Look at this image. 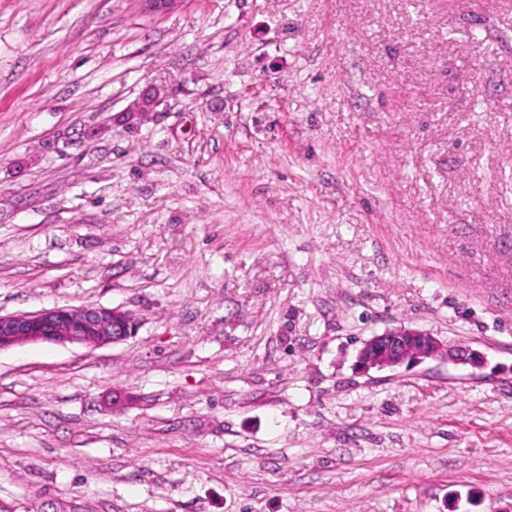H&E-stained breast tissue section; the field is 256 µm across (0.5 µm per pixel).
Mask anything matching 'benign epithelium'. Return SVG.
I'll return each instance as SVG.
<instances>
[{
  "instance_id": "obj_1",
  "label": "benign epithelium",
  "mask_w": 512,
  "mask_h": 512,
  "mask_svg": "<svg viewBox=\"0 0 512 512\" xmlns=\"http://www.w3.org/2000/svg\"><path fill=\"white\" fill-rule=\"evenodd\" d=\"M145 12L163 14L182 0H140ZM135 330L132 316L116 308H53L35 313L0 314V351L34 342L84 344L102 346L118 343ZM424 359L482 365V357L474 350L448 349L438 339L422 330L399 327L374 336L362 343L357 354V367L394 369Z\"/></svg>"
}]
</instances>
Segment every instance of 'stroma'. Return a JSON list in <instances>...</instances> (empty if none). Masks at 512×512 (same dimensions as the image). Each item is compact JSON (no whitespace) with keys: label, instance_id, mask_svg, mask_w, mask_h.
<instances>
[{"label":"stroma","instance_id":"obj_1","mask_svg":"<svg viewBox=\"0 0 512 512\" xmlns=\"http://www.w3.org/2000/svg\"><path fill=\"white\" fill-rule=\"evenodd\" d=\"M81 306L5 512H512V0H0V314ZM424 359L466 363L473 367L482 365V357L474 350L466 347L448 350V346L431 334L402 326L364 341L358 350L356 365L366 372L394 369Z\"/></svg>","mask_w":512,"mask_h":512}]
</instances>
